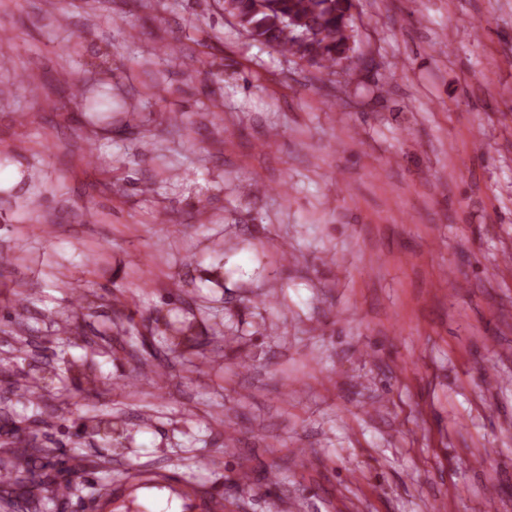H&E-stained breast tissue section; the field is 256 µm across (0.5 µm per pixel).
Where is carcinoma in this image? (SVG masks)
I'll return each instance as SVG.
<instances>
[{
	"label": "carcinoma",
	"mask_w": 512,
	"mask_h": 512,
	"mask_svg": "<svg viewBox=\"0 0 512 512\" xmlns=\"http://www.w3.org/2000/svg\"><path fill=\"white\" fill-rule=\"evenodd\" d=\"M256 0H238L244 17L242 30L253 40L281 53L317 67L327 74L336 73L348 50L346 15L352 0H265L257 9ZM159 343L181 357L196 351L200 342L191 322L166 325L158 332ZM83 432L103 437L112 445V421L98 416L82 422ZM19 422L4 413L0 419V447L10 468L0 477V497L14 508L31 500L51 502L71 491L72 483L65 466L64 453L37 440L16 437Z\"/></svg>",
	"instance_id": "1"
}]
</instances>
